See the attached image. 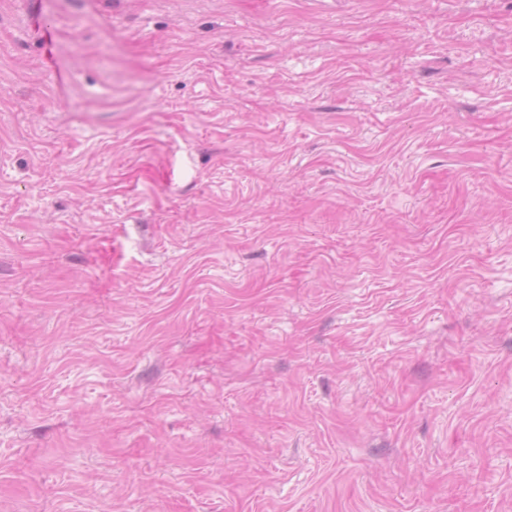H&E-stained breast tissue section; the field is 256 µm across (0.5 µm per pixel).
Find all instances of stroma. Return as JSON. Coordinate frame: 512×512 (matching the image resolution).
Returning <instances> with one entry per match:
<instances>
[{
	"label": "stroma",
	"instance_id": "35a3bbf8",
	"mask_svg": "<svg viewBox=\"0 0 512 512\" xmlns=\"http://www.w3.org/2000/svg\"><path fill=\"white\" fill-rule=\"evenodd\" d=\"M0 512H512V0H0Z\"/></svg>",
	"mask_w": 512,
	"mask_h": 512
}]
</instances>
